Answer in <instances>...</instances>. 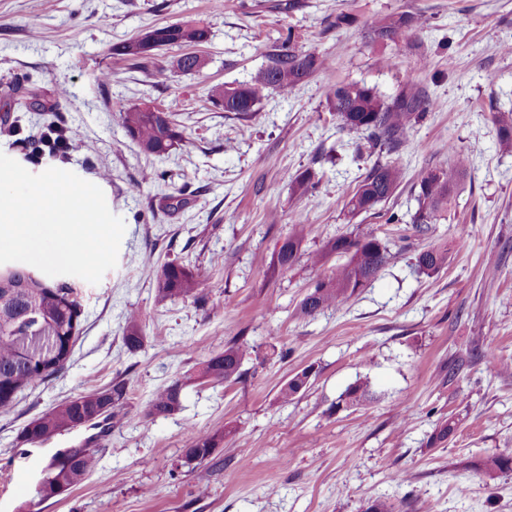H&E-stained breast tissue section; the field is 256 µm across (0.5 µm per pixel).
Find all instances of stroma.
<instances>
[{"label":"stroma","instance_id":"stroma-1","mask_svg":"<svg viewBox=\"0 0 512 512\" xmlns=\"http://www.w3.org/2000/svg\"><path fill=\"white\" fill-rule=\"evenodd\" d=\"M340 13L351 24L336 27ZM390 13L421 24L400 46L369 42L368 27ZM186 17L210 30L200 71L174 67L177 47L147 60L111 53ZM290 33L297 46H318L328 67L288 96L270 94L251 120L210 102L212 87L250 80ZM508 44L512 0H224L220 10L212 0H0V152L97 184L126 225L115 268L98 284L76 282L82 325L64 369L0 408V512H366L377 500L395 512H512V471L475 468L485 452L512 448V373L472 355L490 347L512 361V149L493 118L512 108ZM26 76L35 108L20 111L9 87ZM342 82L389 101L415 87L439 103L389 153L404 179L371 215L346 207L375 157L330 110ZM149 99L186 137L163 159L144 155L116 117ZM50 127L79 131L82 149L30 160L27 137ZM460 155L469 169L447 217L417 233L413 184ZM309 167L317 189L295 193ZM150 170L158 179H144ZM297 213L301 256L276 268ZM367 226L389 247L385 268L345 305L298 316L327 272L312 255ZM431 246L450 262L427 276L415 258ZM170 261L200 272L196 296L157 301L156 276ZM132 312L145 336L134 353L123 345ZM234 336L251 348L245 380L203 378L202 364ZM307 367L309 386L281 401L280 388ZM118 381L119 423L21 443L32 419ZM175 381L180 410L147 416L155 392ZM360 381L371 400L339 407ZM449 418L454 435L431 444ZM221 429L214 461L186 459L191 435ZM73 448L97 449V467L39 500L46 465ZM398 470L405 481L394 480Z\"/></svg>","mask_w":512,"mask_h":512}]
</instances>
